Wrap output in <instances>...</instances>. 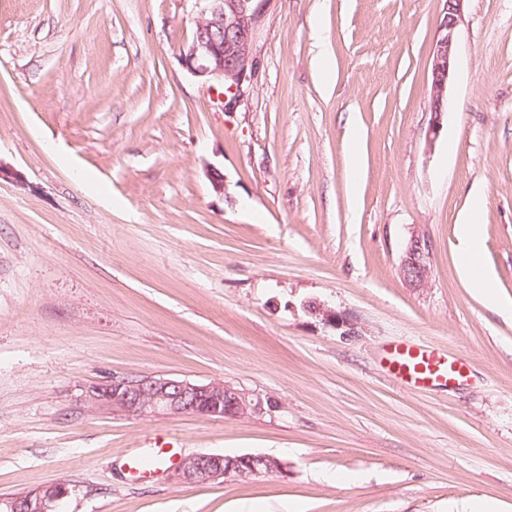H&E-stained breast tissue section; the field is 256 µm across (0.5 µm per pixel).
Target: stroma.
Segmentation results:
<instances>
[{"instance_id":"stroma-1","label":"stroma","mask_w":512,"mask_h":512,"mask_svg":"<svg viewBox=\"0 0 512 512\" xmlns=\"http://www.w3.org/2000/svg\"><path fill=\"white\" fill-rule=\"evenodd\" d=\"M442 9L267 0L226 109L178 61L194 0H0V495L64 483L63 512H512V313L469 287L458 238L478 211L484 268L512 299V0H464L432 142ZM417 235L430 278L414 290L399 266ZM315 298L360 335L308 314ZM401 340L464 359V378L402 384ZM143 375L273 408L139 417L81 400ZM157 436L182 459L288 471L130 477L128 453ZM262 466L261 470L258 467ZM287 463L269 455L243 454L235 457L218 453H198L181 462L173 476L182 484H199L218 480L244 479L259 477L252 475L265 471L270 473L287 472Z\"/></svg>"}]
</instances>
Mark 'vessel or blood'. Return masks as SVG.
<instances>
[{
    "label": "vessel or blood",
    "mask_w": 512,
    "mask_h": 512,
    "mask_svg": "<svg viewBox=\"0 0 512 512\" xmlns=\"http://www.w3.org/2000/svg\"><path fill=\"white\" fill-rule=\"evenodd\" d=\"M389 368L396 378L416 387L445 386L463 378L465 363L428 348L402 343L391 352ZM173 457L172 449L161 445L151 452L131 455L127 466L133 475L143 478L172 465Z\"/></svg>",
    "instance_id": "vessel-or-blood-1"
}]
</instances>
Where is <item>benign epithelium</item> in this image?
Segmentation results:
<instances>
[{
  "label": "benign epithelium",
  "mask_w": 512,
  "mask_h": 512,
  "mask_svg": "<svg viewBox=\"0 0 512 512\" xmlns=\"http://www.w3.org/2000/svg\"><path fill=\"white\" fill-rule=\"evenodd\" d=\"M198 8L190 40L179 50V61L187 72L210 87L224 89L222 102L231 106L248 78L254 37L266 0H194ZM463 0H444L438 36L430 58V104L432 119L429 140L438 138L442 116L448 106V84L456 64L457 29ZM400 276L413 289L423 288L430 277L429 249L425 238L415 236L400 264ZM308 312L325 324L343 330L345 336L360 333L358 323L343 317L324 302L310 301ZM89 408L135 416L192 414L204 418H241L264 411L262 400L223 383L198 384L164 375L135 379H112L109 384L92 385L82 394ZM284 473L287 463L269 455L243 454L235 457L198 453L181 462L174 478L182 484L243 479L260 471ZM71 495L63 485L41 486L23 498L1 500L9 512H56L58 503Z\"/></svg>",
  "instance_id": "obj_1"
}]
</instances>
